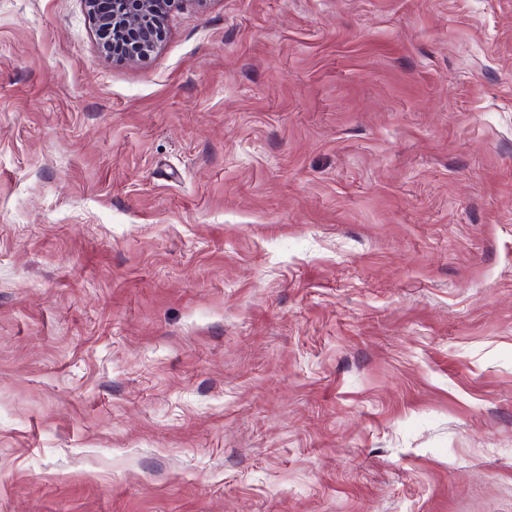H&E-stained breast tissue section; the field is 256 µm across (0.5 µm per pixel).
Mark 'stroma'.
<instances>
[{
  "label": "stroma",
  "instance_id": "35a3bbf8",
  "mask_svg": "<svg viewBox=\"0 0 512 512\" xmlns=\"http://www.w3.org/2000/svg\"><path fill=\"white\" fill-rule=\"evenodd\" d=\"M0 512H512V0H0ZM94 27L98 45L115 38L129 43L128 62L137 63L158 50L163 35L157 28L156 18L168 11L186 5L202 6L208 0H82Z\"/></svg>",
  "mask_w": 512,
  "mask_h": 512
}]
</instances>
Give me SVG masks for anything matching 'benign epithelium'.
Returning a JSON list of instances; mask_svg holds the SVG:
<instances>
[{
    "label": "benign epithelium",
    "instance_id": "1",
    "mask_svg": "<svg viewBox=\"0 0 512 512\" xmlns=\"http://www.w3.org/2000/svg\"><path fill=\"white\" fill-rule=\"evenodd\" d=\"M94 27L99 47L119 38L129 43L128 62L137 63L158 50L163 35L156 18L186 5L208 0H82Z\"/></svg>",
    "mask_w": 512,
    "mask_h": 512
}]
</instances>
